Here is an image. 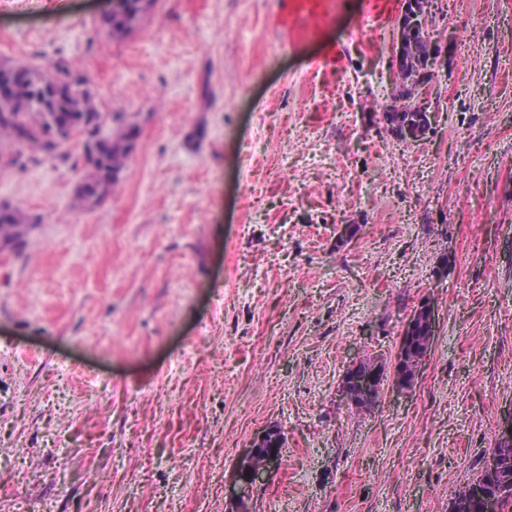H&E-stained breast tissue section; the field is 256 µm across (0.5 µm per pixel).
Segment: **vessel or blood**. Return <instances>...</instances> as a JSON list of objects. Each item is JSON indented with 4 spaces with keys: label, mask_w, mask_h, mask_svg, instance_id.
<instances>
[{
    "label": "vessel or blood",
    "mask_w": 512,
    "mask_h": 512,
    "mask_svg": "<svg viewBox=\"0 0 512 512\" xmlns=\"http://www.w3.org/2000/svg\"><path fill=\"white\" fill-rule=\"evenodd\" d=\"M361 18H376L395 13L396 0H359ZM267 23L284 51L298 52L321 43L320 66L332 67L341 62V50L322 43L324 33L336 24V0H277Z\"/></svg>",
    "instance_id": "vessel-or-blood-1"
}]
</instances>
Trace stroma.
<instances>
[{"label": "stroma", "instance_id": "stroma-1", "mask_svg": "<svg viewBox=\"0 0 512 512\" xmlns=\"http://www.w3.org/2000/svg\"><path fill=\"white\" fill-rule=\"evenodd\" d=\"M0 0V61L66 58L138 137L112 195L0 167L41 216L0 252V512H225L241 452L286 442L253 512H449L512 408V0H436L420 140L386 131L399 21L355 0L281 51L276 0ZM357 225L348 238L343 230ZM435 306L413 386L339 395ZM123 2V9L119 13L120 18H115L112 22L104 25L106 34L113 40L121 39L132 33L146 15L147 9H143L141 0H123Z\"/></svg>", "mask_w": 512, "mask_h": 512}]
</instances>
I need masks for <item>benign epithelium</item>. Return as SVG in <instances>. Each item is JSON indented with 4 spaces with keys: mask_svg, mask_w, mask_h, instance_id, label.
Instances as JSON below:
<instances>
[{
    "mask_svg": "<svg viewBox=\"0 0 512 512\" xmlns=\"http://www.w3.org/2000/svg\"><path fill=\"white\" fill-rule=\"evenodd\" d=\"M432 23V13L425 0H406L405 10L400 22L398 38L391 51V66L396 70L400 79L397 96L412 104V111L423 112L425 107L414 102L416 87L419 82L427 77V71L423 70L413 79H405L410 60L406 55V42L415 35L425 36ZM427 312V336L416 335L415 324L409 320L406 322L400 342L392 363L383 360H375L370 365H365V359L359 358L353 361L345 372L341 381V392L344 400L351 406H372L376 403L380 380L389 377L393 389L403 392L412 387L416 368L427 356L420 351L421 341L432 344L434 334L435 308L426 306ZM275 431L269 427L259 433L253 440L250 448L239 457L233 479V492L226 507V512H252L251 501L254 490L263 484L270 464L279 457L280 449L268 447V438ZM267 452L265 463L261 467L253 465L256 453ZM500 466V451L495 447L486 457L482 477L470 482L466 487L467 499L477 505L478 512H498V497L512 494V485L503 483L493 493L483 488V479L496 475Z\"/></svg>",
    "mask_w": 512,
    "mask_h": 512,
    "instance_id": "benign-epithelium-1",
    "label": "benign epithelium"
}]
</instances>
